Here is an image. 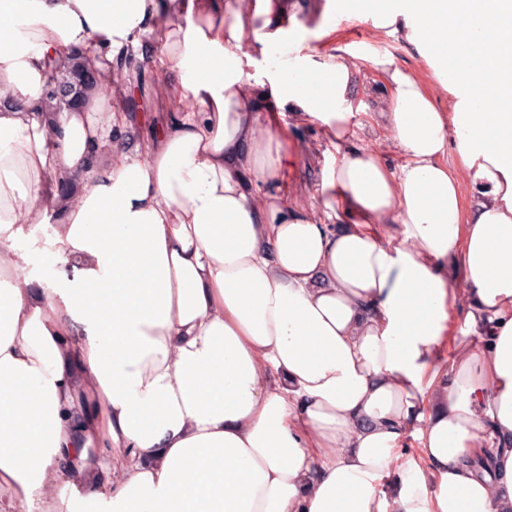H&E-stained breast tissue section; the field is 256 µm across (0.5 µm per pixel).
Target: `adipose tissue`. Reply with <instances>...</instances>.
Listing matches in <instances>:
<instances>
[{
  "label": "adipose tissue",
  "mask_w": 512,
  "mask_h": 512,
  "mask_svg": "<svg viewBox=\"0 0 512 512\" xmlns=\"http://www.w3.org/2000/svg\"><path fill=\"white\" fill-rule=\"evenodd\" d=\"M243 11L0 0V502L512 512V0H384L374 24L448 92L438 106L370 57L395 172L351 144L355 66L306 54L256 79ZM152 21L180 80L139 157L110 134L131 70L84 108L42 111L66 48L97 65ZM266 112L335 149L334 223L279 195ZM50 208L49 291L16 239ZM409 427L419 457L403 465Z\"/></svg>",
  "instance_id": "ef3b65f1"
}]
</instances>
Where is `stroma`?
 <instances>
[{
	"mask_svg": "<svg viewBox=\"0 0 512 512\" xmlns=\"http://www.w3.org/2000/svg\"><path fill=\"white\" fill-rule=\"evenodd\" d=\"M335 4L336 0H288V13L294 17L296 24L288 29L283 39L290 43L291 51L295 54H323L334 45L347 49L346 60L354 64L357 70L354 105L359 109V121L365 124L364 131L358 132L354 142L359 147L373 149L391 169H399L405 161L403 154L389 132L374 124L379 113L387 109L388 92L386 84L372 69L370 56L392 57L400 68L419 77L440 104H447L448 94L433 69L413 48L359 18L354 12H345L337 19L335 40L323 37L325 20ZM127 51L134 59L147 62L160 84L153 91L148 110L131 111L129 102L139 94L134 87L118 94L112 101L111 109L135 122L140 138L147 139L154 136L167 119L170 110L168 87L178 81L179 74L154 49L151 36L143 35L138 41L129 42ZM279 121L288 133V147L282 154L281 194L288 202L305 203L313 220L326 221L328 210L319 190L332 148L316 126L297 124L288 114L281 115Z\"/></svg>",
	"mask_w": 512,
	"mask_h": 512,
	"instance_id": "35a3bbf8",
	"label": "stroma"
}]
</instances>
